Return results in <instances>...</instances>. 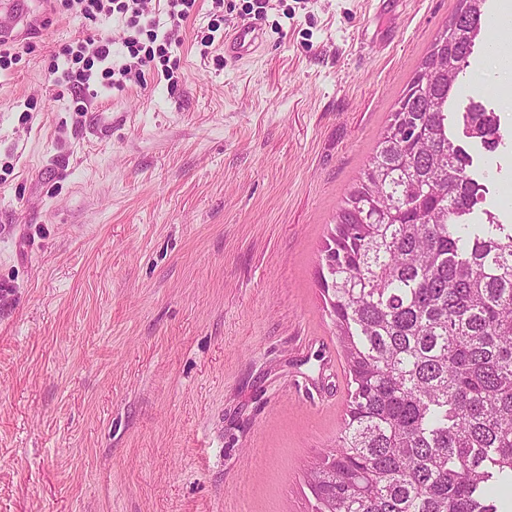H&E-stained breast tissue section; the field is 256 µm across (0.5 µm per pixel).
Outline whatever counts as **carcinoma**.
<instances>
[{
	"label": "carcinoma",
	"mask_w": 512,
	"mask_h": 512,
	"mask_svg": "<svg viewBox=\"0 0 512 512\" xmlns=\"http://www.w3.org/2000/svg\"><path fill=\"white\" fill-rule=\"evenodd\" d=\"M459 0L453 84L416 73L323 246L322 294L350 393L340 436L307 473L311 512H498L512 480V224L448 128L492 152L501 116L448 111L486 30Z\"/></svg>",
	"instance_id": "carcinoma-1"
}]
</instances>
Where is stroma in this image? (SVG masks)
I'll return each mask as SVG.
<instances>
[{"label": "stroma", "instance_id": "1", "mask_svg": "<svg viewBox=\"0 0 512 512\" xmlns=\"http://www.w3.org/2000/svg\"><path fill=\"white\" fill-rule=\"evenodd\" d=\"M249 0H197L170 60L100 87L48 83L89 27L39 23L0 72V512H311L347 366L323 241L457 0H271L249 60L195 37ZM480 45L462 77L492 91Z\"/></svg>", "mask_w": 512, "mask_h": 512}]
</instances>
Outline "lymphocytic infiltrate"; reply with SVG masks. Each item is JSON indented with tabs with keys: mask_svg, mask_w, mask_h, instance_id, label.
Wrapping results in <instances>:
<instances>
[{
	"mask_svg": "<svg viewBox=\"0 0 512 512\" xmlns=\"http://www.w3.org/2000/svg\"><path fill=\"white\" fill-rule=\"evenodd\" d=\"M150 2L151 0H64L70 10L89 21L117 14L126 22L122 63L117 64L112 60L111 36L94 31L79 39L75 48L64 49L61 61L50 67V83H66L78 90V111H88L98 97L97 90L90 87L91 68L94 64H102V76L108 87L120 89L131 81L143 82L146 71L154 69L156 60H167L170 48L181 45L180 32L193 13L196 0H165L167 20L163 23L152 14ZM75 61L86 62V69L72 70L71 64Z\"/></svg>",
	"mask_w": 512,
	"mask_h": 512,
	"instance_id": "1",
	"label": "lymphocytic infiltrate"
}]
</instances>
